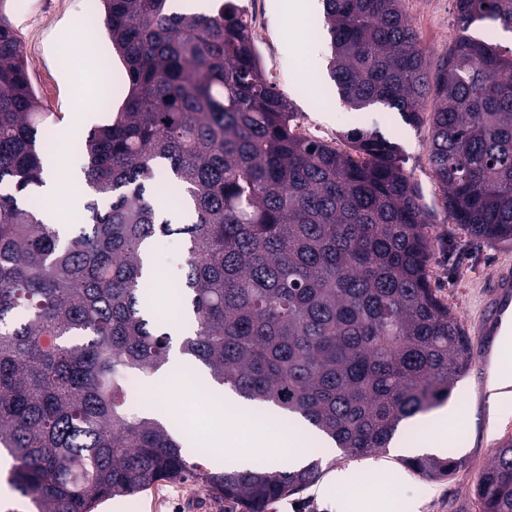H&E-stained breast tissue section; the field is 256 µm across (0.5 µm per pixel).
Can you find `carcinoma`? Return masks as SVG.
Segmentation results:
<instances>
[{"label": "carcinoma", "mask_w": 512, "mask_h": 512, "mask_svg": "<svg viewBox=\"0 0 512 512\" xmlns=\"http://www.w3.org/2000/svg\"><path fill=\"white\" fill-rule=\"evenodd\" d=\"M184 13L170 0H99L124 98L82 145L91 195L66 234L43 219L41 135L53 123L0 0V451L7 483L37 512H95L161 481L191 482L242 512L315 483L302 468L222 470L188 458L168 419L134 411L125 379L159 374L171 333L143 288L160 235L186 249L180 350L213 385L270 406L345 456L388 448L444 404L475 361L432 287L434 219L391 143L297 132L239 0ZM331 75L354 110L423 121L445 221L512 240V55L469 34L512 32V0H456L458 35L430 68L402 0H324ZM162 169L186 220L152 197ZM428 479L463 462L422 455ZM480 512H512V439L474 487Z\"/></svg>", "instance_id": "carcinoma-1"}]
</instances>
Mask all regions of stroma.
<instances>
[{
    "mask_svg": "<svg viewBox=\"0 0 512 512\" xmlns=\"http://www.w3.org/2000/svg\"><path fill=\"white\" fill-rule=\"evenodd\" d=\"M261 63L272 83L293 105L297 123L309 136H318L337 148H345L342 132L360 128L377 130L398 143L404 170L417 185L423 204L432 211L442 209L443 190L429 162V123L406 124L399 112L383 106L354 112L340 100L329 70L330 37L324 26L323 2L312 0L308 11L299 13L295 0H242ZM95 0H68L65 12H58L54 0H39L26 15L14 16L24 46L25 64L33 87L56 121L48 148L52 154H78L89 133L88 127L69 128L72 113L90 112L95 124L110 121L104 100L120 105L116 71L102 72L103 93L96 99L77 94L66 72L72 63L61 54L62 41L91 40L96 57L111 56V45L102 29L85 28L84 18ZM403 9L421 47L430 61L444 55L457 36L455 0H403ZM437 239L429 264L434 286L459 323L481 345L477 329L482 321L488 285L503 263H512V243H478L460 226L438 224ZM151 258L163 273L165 285L180 281L185 266V246L175 236L159 237L152 243ZM485 372L475 366L458 382L449 406L460 411V421L448 440V456L465 460L464 468L445 481H426L403 465L399 453L386 450L380 461L387 474L397 481L390 491V512H478L473 493L474 480L491 462L499 445L512 438V408L494 407L488 402ZM191 396L176 395L170 400L169 415L185 440L190 458L204 457L214 464L207 449L209 432L193 426L187 415L194 407ZM371 458H348L336 448L323 456L320 479L303 492L269 504L266 512H339L347 493L336 487L333 476L346 471L362 477L372 474ZM96 512H240L232 502L214 498L190 483L155 484L135 496L101 503Z\"/></svg>",
    "mask_w": 512,
    "mask_h": 512,
    "instance_id": "stroma-1",
    "label": "stroma"
}]
</instances>
